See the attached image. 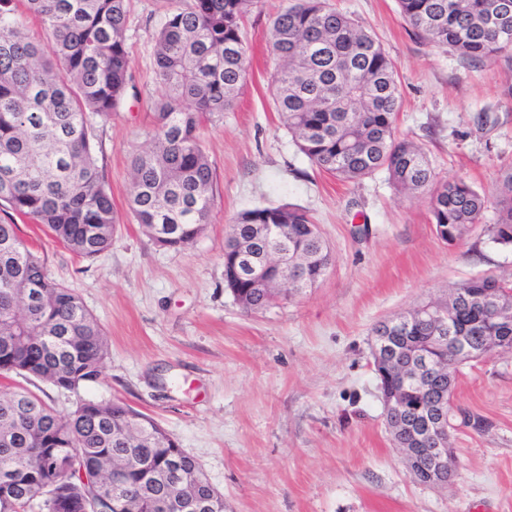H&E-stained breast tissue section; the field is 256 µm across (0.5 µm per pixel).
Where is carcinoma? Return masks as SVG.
Listing matches in <instances>:
<instances>
[{
  "label": "carcinoma",
  "mask_w": 512,
  "mask_h": 512,
  "mask_svg": "<svg viewBox=\"0 0 512 512\" xmlns=\"http://www.w3.org/2000/svg\"><path fill=\"white\" fill-rule=\"evenodd\" d=\"M53 34L43 45L27 31L16 0H0V205L44 225L84 258L112 246V196L97 165L93 119L119 112L134 88L126 46L128 0H23ZM398 0L417 36L451 47L470 61L512 52V0ZM254 0H186L155 35L154 64L163 88L147 149L135 156L131 210L150 237L162 233L173 249L191 244L208 222L215 177L198 130L230 109L246 72L241 19ZM271 54L280 62L271 89L282 122L312 165L341 180L383 170L399 191L430 190L437 236L462 241L481 223L484 194L463 179L433 186L423 150L397 136L401 97L396 66L374 35L325 0H289L272 21ZM264 224H283L270 232ZM491 239L512 248V169L501 176ZM231 236L256 255L288 252L279 272L301 289L321 280L328 246L307 212L288 204L239 214ZM473 304L455 307V293L436 303L435 321L418 309L398 317L393 342L410 353L429 348L433 323L463 336L478 351L493 323L479 304L490 291L512 309V287L494 276L461 284ZM246 311L264 308L263 292L242 284ZM107 355L103 330L74 289L49 278L44 260L0 224V374L17 373L53 385L95 380ZM408 376L406 399L425 389L453 390L456 377L437 383L417 359H399ZM143 414L120 402L84 401L61 415L23 391L0 393V512H170L179 497L223 495L191 479L199 464L182 456L178 481L166 471L174 445ZM119 478L112 479V474Z\"/></svg>",
  "instance_id": "carcinoma-1"
}]
</instances>
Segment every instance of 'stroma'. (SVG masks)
<instances>
[{
    "instance_id": "1",
    "label": "stroma",
    "mask_w": 512,
    "mask_h": 512,
    "mask_svg": "<svg viewBox=\"0 0 512 512\" xmlns=\"http://www.w3.org/2000/svg\"><path fill=\"white\" fill-rule=\"evenodd\" d=\"M328 2L393 59L399 136L423 148L437 181L462 178L486 195L481 223L445 243L428 194L397 191L382 172L346 182L313 166L270 95L271 20L284 0H257L242 24L248 67L238 99L200 131L216 180L208 222L185 248L159 246L130 209V172L162 94L155 33L178 0H130L135 88L116 116L94 123L117 218L111 247L78 256L0 205V223L17 225L50 278L75 289L102 325L104 368L75 392L15 374L0 377V390L26 389L60 413L124 401L199 462L224 512H512V353L461 368L452 398L459 465L445 488L414 481L392 445L371 356L377 322L477 277L512 281V250L489 233L512 165V53L468 62L417 38L397 0ZM284 203L309 213L332 264L315 287L244 311L224 286V239L241 212Z\"/></svg>"
}]
</instances>
